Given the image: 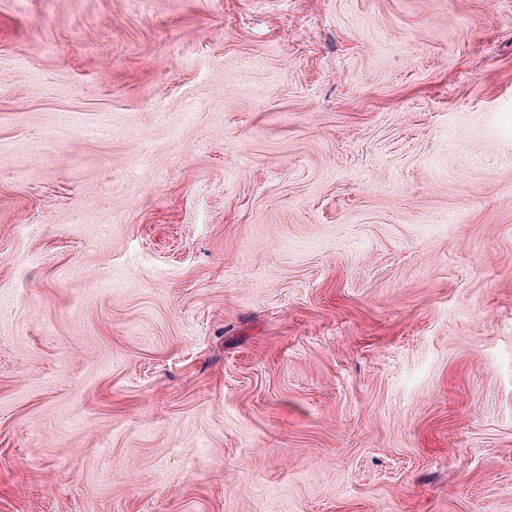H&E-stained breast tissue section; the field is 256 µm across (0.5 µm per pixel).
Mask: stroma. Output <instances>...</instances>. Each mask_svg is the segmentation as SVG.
<instances>
[{"label": "stroma", "mask_w": 512, "mask_h": 512, "mask_svg": "<svg viewBox=\"0 0 512 512\" xmlns=\"http://www.w3.org/2000/svg\"><path fill=\"white\" fill-rule=\"evenodd\" d=\"M0 512H512V0H0Z\"/></svg>", "instance_id": "1"}]
</instances>
